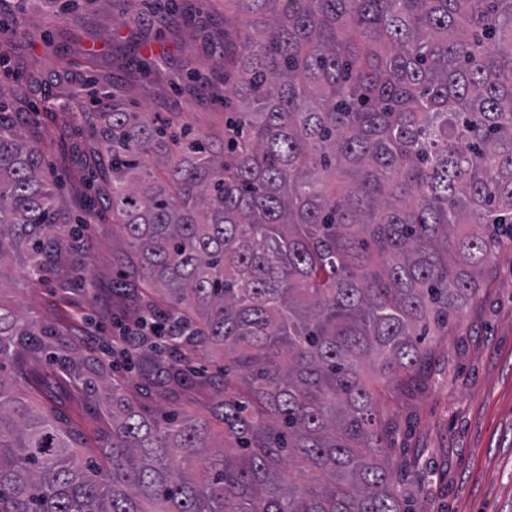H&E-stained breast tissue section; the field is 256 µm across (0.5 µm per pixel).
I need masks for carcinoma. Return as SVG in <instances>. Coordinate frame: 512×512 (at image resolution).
Returning <instances> with one entry per match:
<instances>
[{"instance_id": "carcinoma-1", "label": "carcinoma", "mask_w": 512, "mask_h": 512, "mask_svg": "<svg viewBox=\"0 0 512 512\" xmlns=\"http://www.w3.org/2000/svg\"><path fill=\"white\" fill-rule=\"evenodd\" d=\"M224 137L114 102L95 116L104 206L134 258L114 293L165 326V370L224 358L207 417L162 422L124 380L100 456L8 371L48 328L0 298V512H413L386 449L512 249V0H224ZM66 218L0 119V259L52 274Z\"/></svg>"}]
</instances>
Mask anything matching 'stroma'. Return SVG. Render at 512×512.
<instances>
[{
  "instance_id": "obj_1",
  "label": "stroma",
  "mask_w": 512,
  "mask_h": 512,
  "mask_svg": "<svg viewBox=\"0 0 512 512\" xmlns=\"http://www.w3.org/2000/svg\"><path fill=\"white\" fill-rule=\"evenodd\" d=\"M126 0H79L75 16L59 0H0V19L16 36L0 52V116L23 128L57 185L61 209L83 220L86 278L69 295L56 279L5 285L6 297L27 316L77 337L82 356L103 359L113 322L133 309L113 294L127 238L97 202L89 152L94 127L79 120L98 111L103 93L136 110L179 112L196 130L224 134V0H194L190 25L168 28L142 6L124 19ZM148 38L143 55L155 67L138 69L117 57V42ZM206 65L208 83L188 88V73ZM223 363L197 355L184 390L202 410L224 394ZM430 379L395 403L391 466L412 492L414 512H512V252L501 254L479 300L460 324L432 345ZM66 415L86 439L107 429L101 408L79 395Z\"/></svg>"
}]
</instances>
